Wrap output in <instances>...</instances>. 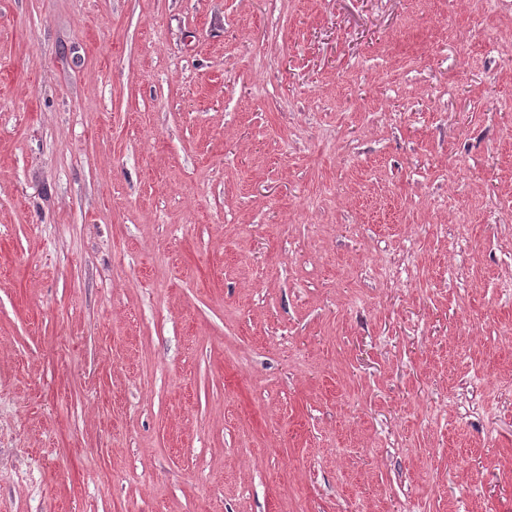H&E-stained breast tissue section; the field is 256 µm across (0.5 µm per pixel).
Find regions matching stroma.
I'll list each match as a JSON object with an SVG mask.
<instances>
[{"instance_id": "obj_1", "label": "stroma", "mask_w": 512, "mask_h": 512, "mask_svg": "<svg viewBox=\"0 0 512 512\" xmlns=\"http://www.w3.org/2000/svg\"><path fill=\"white\" fill-rule=\"evenodd\" d=\"M512 0H0V512H512Z\"/></svg>"}]
</instances>
